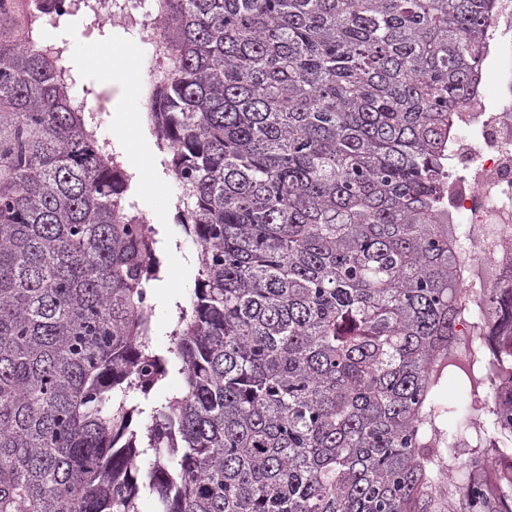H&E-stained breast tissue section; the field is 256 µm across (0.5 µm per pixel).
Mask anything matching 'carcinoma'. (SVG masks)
<instances>
[{
  "label": "carcinoma",
  "instance_id": "obj_1",
  "mask_svg": "<svg viewBox=\"0 0 512 512\" xmlns=\"http://www.w3.org/2000/svg\"><path fill=\"white\" fill-rule=\"evenodd\" d=\"M24 2L0 6V512H512V291L485 300L504 338L448 350L445 156L494 0H155L146 109L198 264L164 352L157 231Z\"/></svg>",
  "mask_w": 512,
  "mask_h": 512
}]
</instances>
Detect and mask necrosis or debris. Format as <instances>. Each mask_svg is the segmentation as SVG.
<instances>
[{"instance_id": "obj_1", "label": "necrosis or debris", "mask_w": 512, "mask_h": 512, "mask_svg": "<svg viewBox=\"0 0 512 512\" xmlns=\"http://www.w3.org/2000/svg\"><path fill=\"white\" fill-rule=\"evenodd\" d=\"M76 15L135 32L151 58L165 57L159 17L145 0H54L49 13L57 21ZM487 37L500 91L460 113L448 170L450 209L461 219L457 270L472 302L488 289L512 288V0H495Z\"/></svg>"}]
</instances>
